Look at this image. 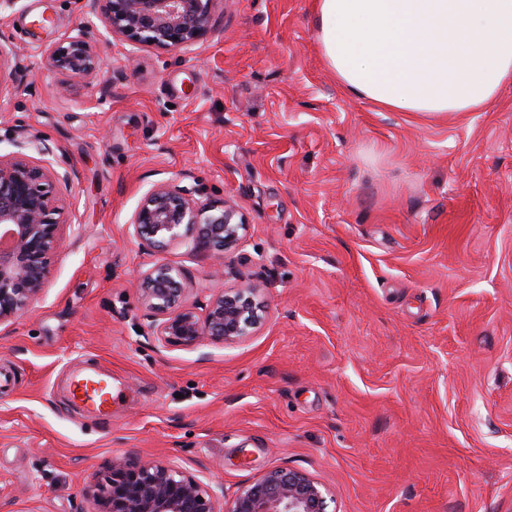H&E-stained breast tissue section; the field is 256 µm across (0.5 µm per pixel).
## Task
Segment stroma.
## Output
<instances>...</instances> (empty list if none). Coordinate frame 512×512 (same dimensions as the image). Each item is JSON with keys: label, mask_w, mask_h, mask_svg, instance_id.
Here are the masks:
<instances>
[{"label": "stroma", "mask_w": 512, "mask_h": 512, "mask_svg": "<svg viewBox=\"0 0 512 512\" xmlns=\"http://www.w3.org/2000/svg\"><path fill=\"white\" fill-rule=\"evenodd\" d=\"M48 13L54 24L34 32ZM90 19L80 0L0 15V155L38 132L65 245L42 293L0 327V512H96L113 457L162 461L227 494L280 466L328 512H512V83L472 112H385L341 89L314 0H214L189 49L101 40L104 72L42 54ZM233 201L226 256L145 250L132 221L161 181ZM182 272L186 303L247 279L265 320L243 342L162 347L134 275ZM110 371L100 419L67 383Z\"/></svg>", "instance_id": "1"}]
</instances>
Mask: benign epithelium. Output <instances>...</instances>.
Wrapping results in <instances>:
<instances>
[{"label":"benign epithelium","mask_w":512,"mask_h":512,"mask_svg":"<svg viewBox=\"0 0 512 512\" xmlns=\"http://www.w3.org/2000/svg\"><path fill=\"white\" fill-rule=\"evenodd\" d=\"M214 0H86L87 13L105 32L129 46L127 60L144 46L181 50L203 39L211 28ZM98 33L92 23L72 29L47 50V64L64 77L101 72ZM21 148H40L43 139L28 129L16 131ZM199 191L175 180L155 184L133 219L135 235L145 249L182 243L211 251L214 273L226 253L236 249L248 231L244 215L229 201L201 202ZM57 199L47 168L18 152L0 155V325L24 314L43 290L50 255L64 242L54 218ZM142 305L154 316V331L165 346L194 348L215 342L237 344L264 321L251 284L211 295L204 314L183 306L188 293L182 273L158 265L140 275ZM85 492L98 512H328L327 491L307 473L289 467L268 470L236 491L218 509L223 486L204 484L192 474L162 462L133 464L112 458L107 473Z\"/></svg>","instance_id":"benign-epithelium-1"}]
</instances>
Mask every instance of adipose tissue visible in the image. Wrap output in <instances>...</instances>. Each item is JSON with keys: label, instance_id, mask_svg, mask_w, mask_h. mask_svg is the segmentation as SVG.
Wrapping results in <instances>:
<instances>
[{"label": "adipose tissue", "instance_id": "ef3b65f1", "mask_svg": "<svg viewBox=\"0 0 512 512\" xmlns=\"http://www.w3.org/2000/svg\"><path fill=\"white\" fill-rule=\"evenodd\" d=\"M339 86L392 112L445 115L512 82V0H316Z\"/></svg>", "mask_w": 512, "mask_h": 512}]
</instances>
